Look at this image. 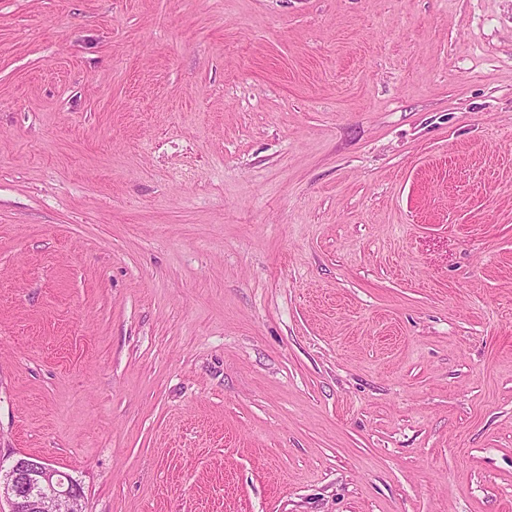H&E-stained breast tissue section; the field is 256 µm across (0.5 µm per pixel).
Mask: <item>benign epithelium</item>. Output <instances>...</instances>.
<instances>
[{
  "instance_id": "obj_1",
  "label": "benign epithelium",
  "mask_w": 512,
  "mask_h": 512,
  "mask_svg": "<svg viewBox=\"0 0 512 512\" xmlns=\"http://www.w3.org/2000/svg\"><path fill=\"white\" fill-rule=\"evenodd\" d=\"M80 498L75 481L44 459L23 457L6 469L0 466V500L7 501L9 512H60Z\"/></svg>"
}]
</instances>
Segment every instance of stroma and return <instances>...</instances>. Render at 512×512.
Wrapping results in <instances>:
<instances>
[{
	"label": "stroma",
	"instance_id": "1",
	"mask_svg": "<svg viewBox=\"0 0 512 512\" xmlns=\"http://www.w3.org/2000/svg\"><path fill=\"white\" fill-rule=\"evenodd\" d=\"M82 512H512V0H0V459Z\"/></svg>",
	"mask_w": 512,
	"mask_h": 512
}]
</instances>
